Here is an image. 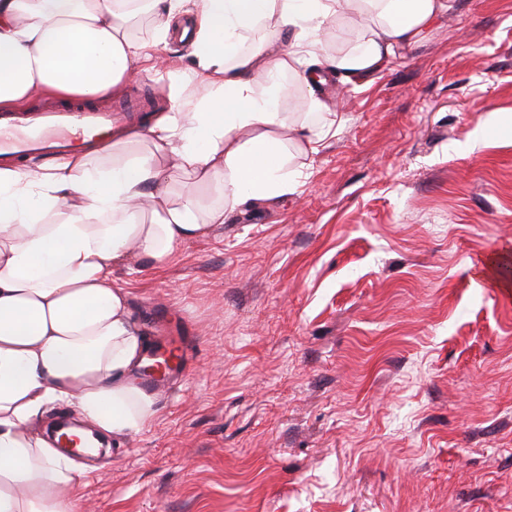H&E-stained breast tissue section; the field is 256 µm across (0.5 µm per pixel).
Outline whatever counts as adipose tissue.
I'll return each mask as SVG.
<instances>
[{
    "mask_svg": "<svg viewBox=\"0 0 512 512\" xmlns=\"http://www.w3.org/2000/svg\"><path fill=\"white\" fill-rule=\"evenodd\" d=\"M351 7L374 29L317 58L326 24ZM447 9V0H0V108L134 81L149 49L129 33L140 12L158 14V44L174 19L193 15L195 75L209 90L147 130L113 137L106 174L93 168L96 147L48 167L0 168V512H79V465L31 429L54 405L103 435L154 418L131 379L147 339L112 272L133 251L164 261L226 211L287 192L289 148L312 154L317 140L284 111L280 74L306 87L304 113L325 115L331 78L378 73L394 46L417 43ZM261 25L270 37L253 41ZM136 142L149 150L127 156ZM172 165L184 180L177 199ZM214 181L223 203L200 210L192 191Z\"/></svg>",
    "mask_w": 512,
    "mask_h": 512,
    "instance_id": "ef3b65f1",
    "label": "adipose tissue"
}]
</instances>
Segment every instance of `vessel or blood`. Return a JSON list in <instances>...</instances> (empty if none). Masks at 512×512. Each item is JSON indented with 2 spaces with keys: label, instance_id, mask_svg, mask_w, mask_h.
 <instances>
[{
  "label": "vessel or blood",
  "instance_id": "obj_1",
  "mask_svg": "<svg viewBox=\"0 0 512 512\" xmlns=\"http://www.w3.org/2000/svg\"><path fill=\"white\" fill-rule=\"evenodd\" d=\"M149 105L135 94L108 106L85 101L57 102L32 112L0 113V156H62L74 148L78 135L107 141L113 132L130 127Z\"/></svg>",
  "mask_w": 512,
  "mask_h": 512
}]
</instances>
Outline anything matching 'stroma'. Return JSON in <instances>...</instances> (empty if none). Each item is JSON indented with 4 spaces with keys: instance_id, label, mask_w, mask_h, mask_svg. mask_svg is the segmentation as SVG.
I'll list each match as a JSON object with an SVG mask.
<instances>
[{
    "instance_id": "1",
    "label": "stroma",
    "mask_w": 512,
    "mask_h": 512,
    "mask_svg": "<svg viewBox=\"0 0 512 512\" xmlns=\"http://www.w3.org/2000/svg\"><path fill=\"white\" fill-rule=\"evenodd\" d=\"M336 114L295 187L114 269L185 353L141 431L82 459L84 512H512V0H449ZM171 35L157 112L207 90Z\"/></svg>"
}]
</instances>
